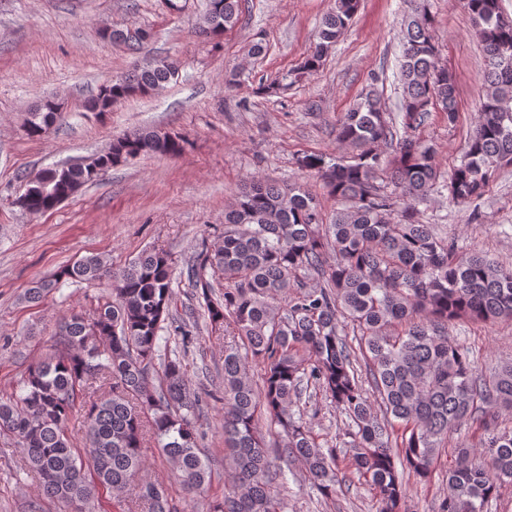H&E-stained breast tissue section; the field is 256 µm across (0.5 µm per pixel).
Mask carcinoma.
<instances>
[{
  "label": "carcinoma",
  "mask_w": 512,
  "mask_h": 512,
  "mask_svg": "<svg viewBox=\"0 0 512 512\" xmlns=\"http://www.w3.org/2000/svg\"><path fill=\"white\" fill-rule=\"evenodd\" d=\"M241 0H207L203 32L218 38L240 21ZM485 47L484 93L460 162L447 172L436 148L416 131L443 112L458 121L457 81L441 62L433 19L420 6L404 20L398 117L367 96L336 119L347 158L305 153L297 167L321 177L346 207L331 224L299 184L251 178L224 209V238L202 251L188 280L202 300L206 330L224 334V495L206 512H286L280 485L292 464L324 497L346 482L336 449L319 441L294 410L321 395L347 418L349 462L369 485L378 512H406L398 468L426 479L461 422L480 432L455 447L448 495L439 512H484L512 486V428L494 426L512 409V362L490 374L448 337L457 320H512V267L466 251L456 239L417 219L416 204L437 188L457 203L490 189L512 165V21L500 0H459ZM360 0H333L317 42L301 65L262 90L279 92L316 73L326 51L354 19ZM145 28L114 29L108 38L138 50ZM178 72L163 59L112 79L85 104L97 116L118 102L159 90ZM61 117L47 99L27 113L25 130L45 136ZM392 148L386 155L380 147ZM178 134L137 130L112 139L87 162L46 168L25 180L16 204L31 213L54 209L100 171L141 155L177 156ZM389 175L394 190L378 183ZM315 275L319 285L303 278ZM112 281L92 312L75 314L54 335V352L28 369L19 389L0 400V432L24 448L41 491L61 512L112 494V512H132L125 489L140 486L149 512H173L162 486L145 480L152 439L172 464L189 501L211 486L213 460L199 447L197 411L208 391L191 388L187 338L197 322L173 325V267L161 249L143 251L115 273L85 256L32 282L36 302L65 284ZM182 344L169 347V327ZM96 398L86 400L88 391ZM82 413L84 454L64 425Z\"/></svg>",
  "instance_id": "obj_1"
}]
</instances>
